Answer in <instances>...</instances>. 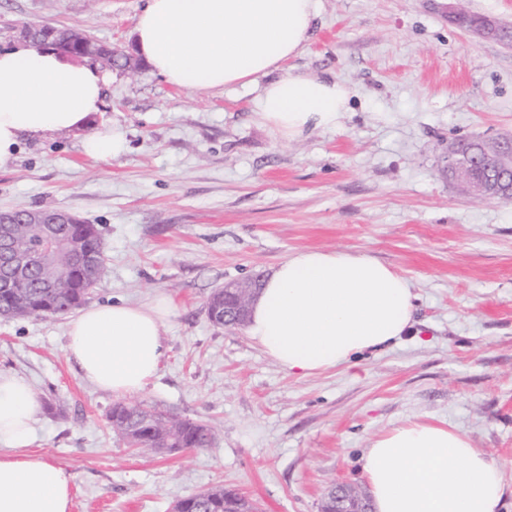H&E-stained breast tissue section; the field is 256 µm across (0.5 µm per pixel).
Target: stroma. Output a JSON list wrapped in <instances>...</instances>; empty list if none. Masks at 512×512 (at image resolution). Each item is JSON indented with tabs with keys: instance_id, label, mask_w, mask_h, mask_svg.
Segmentation results:
<instances>
[{
	"instance_id": "obj_1",
	"label": "stroma",
	"mask_w": 512,
	"mask_h": 512,
	"mask_svg": "<svg viewBox=\"0 0 512 512\" xmlns=\"http://www.w3.org/2000/svg\"><path fill=\"white\" fill-rule=\"evenodd\" d=\"M143 0H0V47L26 21L135 49ZM450 0H315L287 71L352 90L333 130L284 141L254 114L269 76L192 94L149 65L107 69L94 127L25 142L0 169V210L53 208L97 225L107 261L89 301L169 295V353L131 402L216 428V443L144 454L111 431V393L66 351L69 316L0 318V371L39 402L33 452L74 477L70 512H172L217 485L260 512H320L334 483L364 486L378 434L444 421L512 485V201L476 199L442 172L449 143L512 135V47L477 41ZM309 249L368 254L408 279L414 333L351 364L298 376L243 329L215 326L211 293ZM83 149L94 158L114 159L125 152V136L117 127H102L85 136Z\"/></svg>"
}]
</instances>
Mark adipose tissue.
<instances>
[{
    "label": "adipose tissue",
    "mask_w": 512,
    "mask_h": 512,
    "mask_svg": "<svg viewBox=\"0 0 512 512\" xmlns=\"http://www.w3.org/2000/svg\"><path fill=\"white\" fill-rule=\"evenodd\" d=\"M314 0H144L138 54L171 86L207 93L279 72L257 120L283 140L336 128L351 91L338 80L284 72L308 39ZM107 77L52 49H0V168L23 140L85 131L88 156L117 158L125 136L88 131ZM410 282L379 260L309 249L280 262L251 304L246 334L283 370L313 375L411 333ZM163 293L148 301L91 306L70 322L67 352L97 389L140 392L168 357L164 326L175 314ZM39 402L22 377L0 372V512H70L72 474L32 452ZM375 512H500L511 488L470 438L417 420L377 435L361 460Z\"/></svg>",
    "instance_id": "adipose-tissue-1"
}]
</instances>
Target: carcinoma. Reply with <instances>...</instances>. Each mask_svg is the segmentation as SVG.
Wrapping results in <instances>:
<instances>
[{
	"label": "carcinoma",
	"instance_id": "cac0c4a2",
	"mask_svg": "<svg viewBox=\"0 0 512 512\" xmlns=\"http://www.w3.org/2000/svg\"><path fill=\"white\" fill-rule=\"evenodd\" d=\"M62 238L86 254L105 256L99 229L94 224H70L60 229ZM18 248L35 254L36 265L8 282L0 281V313L10 319L60 316L80 307L99 278L80 265L64 264L65 249L45 259L40 254L39 227L14 226ZM208 316L224 326V289H216L207 302ZM112 431L127 445L158 454L179 453L187 448H209L214 430L143 403L118 401L108 413ZM173 512H258L256 504L222 485L189 495L176 502Z\"/></svg>",
	"mask_w": 512,
	"mask_h": 512
}]
</instances>
